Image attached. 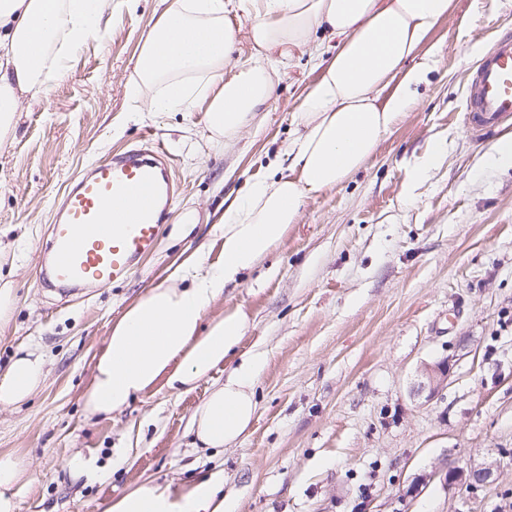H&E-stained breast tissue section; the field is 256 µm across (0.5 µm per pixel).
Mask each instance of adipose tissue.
<instances>
[{
  "label": "adipose tissue",
  "instance_id": "obj_1",
  "mask_svg": "<svg viewBox=\"0 0 512 512\" xmlns=\"http://www.w3.org/2000/svg\"><path fill=\"white\" fill-rule=\"evenodd\" d=\"M137 0H0V145L15 128L25 99L45 97L70 58L104 40L115 3ZM145 35L131 82L151 89L153 112L204 107L208 142L232 149L240 133L261 123L277 72L272 56L307 52L317 75L292 114V137L278 151L276 174L247 180L224 201L213 226L219 253L198 249L163 282L139 296L112 324L83 394L87 415L123 411L157 383L175 393L230 360L248 324L242 308L207 313L228 284L243 280L298 223L306 198L342 185L361 170L415 102L416 87L435 64L428 35L454 0H162ZM240 13L253 51L233 61L239 36L226 20ZM324 30L336 53L324 60L311 41ZM415 60L406 68L407 60ZM263 359H244L196 407L190 430L199 444L221 449L250 426ZM44 358L20 351L0 373V406L20 404L45 379ZM23 456L0 454V512H15L22 483L31 481ZM224 475L213 472L173 486L146 480L104 512H228Z\"/></svg>",
  "mask_w": 512,
  "mask_h": 512
}]
</instances>
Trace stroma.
Here are the masks:
<instances>
[{
	"instance_id": "obj_1",
	"label": "stroma",
	"mask_w": 512,
	"mask_h": 512,
	"mask_svg": "<svg viewBox=\"0 0 512 512\" xmlns=\"http://www.w3.org/2000/svg\"><path fill=\"white\" fill-rule=\"evenodd\" d=\"M159 0L114 9L107 39L73 56L46 98L26 101L0 146V287L16 306L0 325V372L39 349L46 379L0 408V454L24 455L35 477L17 512H103L152 477L182 484L224 470L231 512H512V168L483 154L512 121L480 131L464 119L470 74L512 32V0H456L428 38L436 66L418 101L343 185L309 197L298 224L211 316L242 307L236 357L262 354L257 412L223 450L194 447L188 428L215 370L176 394L158 385L122 412L87 417L82 395L112 324L170 266L213 244L208 215L270 162L292 132L310 57L280 66L263 125L234 152L211 149L202 110L150 112L130 82ZM175 160L174 200L157 244L127 280L61 297L40 279L50 226L88 167L140 147L146 131ZM444 148L424 176L415 169ZM197 208L192 233L174 224ZM446 363L434 395L425 369ZM94 454L103 481L63 471ZM495 464L472 490L448 467Z\"/></svg>"
}]
</instances>
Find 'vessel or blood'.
I'll return each mask as SVG.
<instances>
[{
  "instance_id": "1",
  "label": "vessel or blood",
  "mask_w": 512,
  "mask_h": 512,
  "mask_svg": "<svg viewBox=\"0 0 512 512\" xmlns=\"http://www.w3.org/2000/svg\"><path fill=\"white\" fill-rule=\"evenodd\" d=\"M510 114L512 36H505L471 75L467 121L485 128ZM173 184L171 155L160 145L96 161L70 189L52 227L53 279L77 286L131 275L155 246Z\"/></svg>"
}]
</instances>
